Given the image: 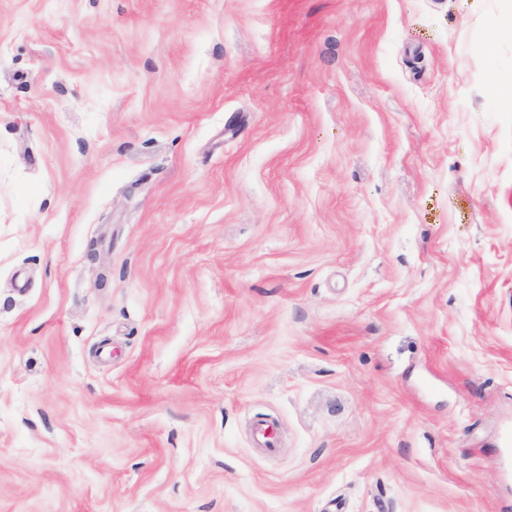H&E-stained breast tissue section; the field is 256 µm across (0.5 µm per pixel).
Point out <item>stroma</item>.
Returning <instances> with one entry per match:
<instances>
[{"label":"stroma","instance_id":"35a3bbf8","mask_svg":"<svg viewBox=\"0 0 512 512\" xmlns=\"http://www.w3.org/2000/svg\"><path fill=\"white\" fill-rule=\"evenodd\" d=\"M511 10L0 0V512H512Z\"/></svg>","mask_w":512,"mask_h":512}]
</instances>
